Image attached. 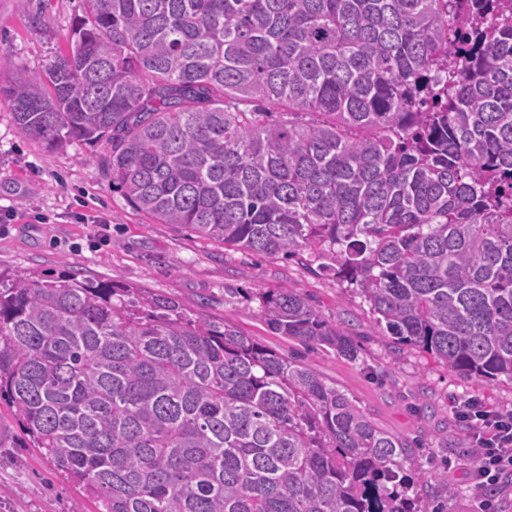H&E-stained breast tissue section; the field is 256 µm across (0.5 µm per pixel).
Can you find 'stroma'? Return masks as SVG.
I'll list each match as a JSON object with an SVG mask.
<instances>
[{
	"instance_id": "stroma-1",
	"label": "stroma",
	"mask_w": 512,
	"mask_h": 512,
	"mask_svg": "<svg viewBox=\"0 0 512 512\" xmlns=\"http://www.w3.org/2000/svg\"><path fill=\"white\" fill-rule=\"evenodd\" d=\"M83 0H0V79L43 71L67 51L70 26ZM100 143L47 148L16 126L0 104V271L30 269L46 276L85 273L118 285L177 299L192 313L227 320L285 356L300 358L350 393L382 429L416 441L407 466L436 512H480L472 483L473 443L453 405L475 396L490 410H512V382H475L416 352L396 353L369 304L336 278L297 259L224 249L173 224H158L112 188L99 163ZM92 216L89 224L77 214ZM292 288L360 347L350 361L270 332L253 295ZM447 481H440V473ZM458 493L447 497L445 486ZM0 512H104L40 454L25 446L20 422L0 403Z\"/></svg>"
}]
</instances>
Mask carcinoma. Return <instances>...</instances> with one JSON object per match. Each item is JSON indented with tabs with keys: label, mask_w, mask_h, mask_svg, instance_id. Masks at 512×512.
Here are the masks:
<instances>
[{
	"label": "carcinoma",
	"mask_w": 512,
	"mask_h": 512,
	"mask_svg": "<svg viewBox=\"0 0 512 512\" xmlns=\"http://www.w3.org/2000/svg\"><path fill=\"white\" fill-rule=\"evenodd\" d=\"M0 85L49 148L103 142L158 224L305 261L400 346L512 381V0H83ZM279 105L271 119L266 105ZM270 329L355 361L293 288ZM105 512H434L410 442L234 325L93 276L0 279V401Z\"/></svg>",
	"instance_id": "1"
}]
</instances>
